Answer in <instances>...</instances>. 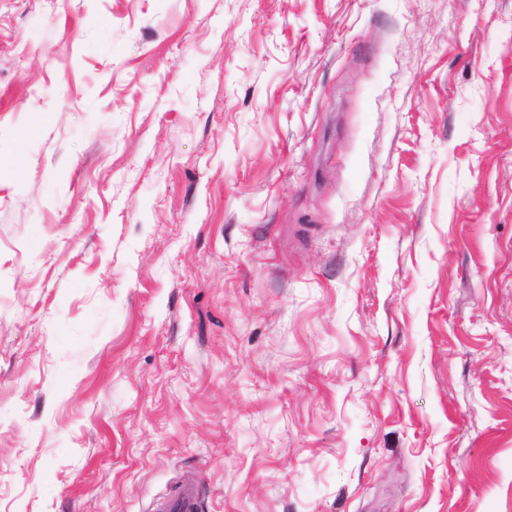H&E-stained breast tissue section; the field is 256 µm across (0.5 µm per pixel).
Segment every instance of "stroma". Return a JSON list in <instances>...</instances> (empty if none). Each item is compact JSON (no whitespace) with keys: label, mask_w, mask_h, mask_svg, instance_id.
Listing matches in <instances>:
<instances>
[{"label":"stroma","mask_w":512,"mask_h":512,"mask_svg":"<svg viewBox=\"0 0 512 512\" xmlns=\"http://www.w3.org/2000/svg\"><path fill=\"white\" fill-rule=\"evenodd\" d=\"M512 512V0H0V512ZM199 490L195 485L180 487L175 494L158 500L152 512H199Z\"/></svg>","instance_id":"obj_1"}]
</instances>
